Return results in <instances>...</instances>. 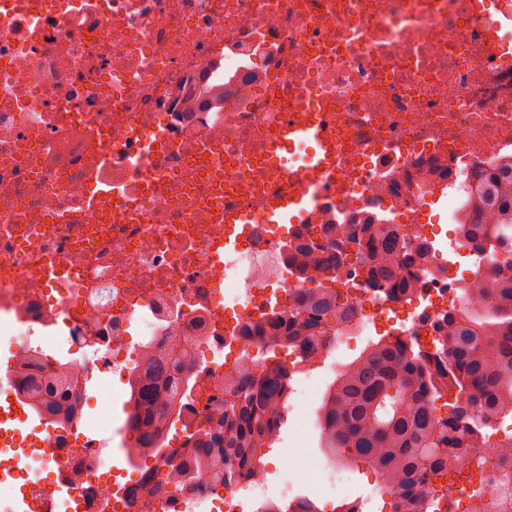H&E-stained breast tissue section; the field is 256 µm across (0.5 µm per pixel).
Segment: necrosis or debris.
I'll use <instances>...</instances> for the list:
<instances>
[{"label": "necrosis or debris", "mask_w": 512, "mask_h": 512, "mask_svg": "<svg viewBox=\"0 0 512 512\" xmlns=\"http://www.w3.org/2000/svg\"><path fill=\"white\" fill-rule=\"evenodd\" d=\"M512 0H0V335L35 371L67 341L82 375L126 378L134 336L170 334L214 362L198 383L259 353L246 322L283 312L305 282L298 240L326 243L364 210L389 212L428 243L413 297L366 288L358 246L334 271L361 326L433 347L452 277L419 215L441 189L449 211L475 169L512 160ZM322 115L336 168L319 202L280 234L274 201L301 185L266 156L291 114ZM451 169L450 179L432 167ZM245 214L228 223L227 212ZM59 450L37 482L48 506L70 489L83 512H274L254 482L168 490L184 437L138 467L131 498L98 440L45 434Z\"/></svg>", "instance_id": "obj_1"}]
</instances>
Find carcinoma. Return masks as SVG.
I'll use <instances>...</instances> for the list:
<instances>
[{"mask_svg":"<svg viewBox=\"0 0 512 512\" xmlns=\"http://www.w3.org/2000/svg\"><path fill=\"white\" fill-rule=\"evenodd\" d=\"M475 194L456 212L465 239L476 252L512 253V163L475 173ZM492 213L496 223L486 220ZM340 236L358 242L363 283L396 296L411 287L410 269L425 258L423 246L411 249L398 229L369 211L339 225ZM339 243L321 249L309 242L291 247L288 263L317 286L292 297L288 311L267 324L246 325L243 336L266 338L267 348H297L311 357L358 324L357 309L342 301L324 274L339 265ZM445 339L436 357L382 337L342 366L318 410L321 445L345 466L368 465L380 478L382 493L393 498L391 512H448L444 468L454 461L466 468L489 464L487 429L512 418V274L492 271L464 289L461 306L436 319ZM163 345L143 344V368L130 382L129 420L140 453L163 450L161 431L182 421L185 397L196 385L193 352L177 337ZM15 391L50 424L71 414L62 406L75 380L71 364L51 373L29 368L26 358L13 369ZM230 399L206 432L188 436L190 467L171 474L177 487L202 477L223 484L265 476L261 458L278 440L290 378L278 360L242 367L222 380ZM445 394L448 412L435 397ZM502 487L493 477L474 488L468 512H485Z\"/></svg>","mask_w":512,"mask_h":512,"instance_id":"obj_1","label":"carcinoma"}]
</instances>
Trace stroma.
Here are the masks:
<instances>
[{
	"mask_svg": "<svg viewBox=\"0 0 512 512\" xmlns=\"http://www.w3.org/2000/svg\"><path fill=\"white\" fill-rule=\"evenodd\" d=\"M335 378L336 374L330 366H311L298 397L289 400L279 439L263 458L265 487L272 495H281L287 489L292 498H309L322 512H331L341 499L360 495L371 496V512H388V500L379 495L376 476L369 468H346L341 474L331 475L329 460L321 448L320 435L307 437L303 434ZM87 395L93 402V414L97 415L99 421L113 427L106 437L103 455L113 466L130 469L131 457L127 452V443L116 432L117 427L126 419L129 390L119 389L111 377L97 372L87 382Z\"/></svg>",
	"mask_w": 512,
	"mask_h": 512,
	"instance_id": "obj_1",
	"label": "stroma"
}]
</instances>
